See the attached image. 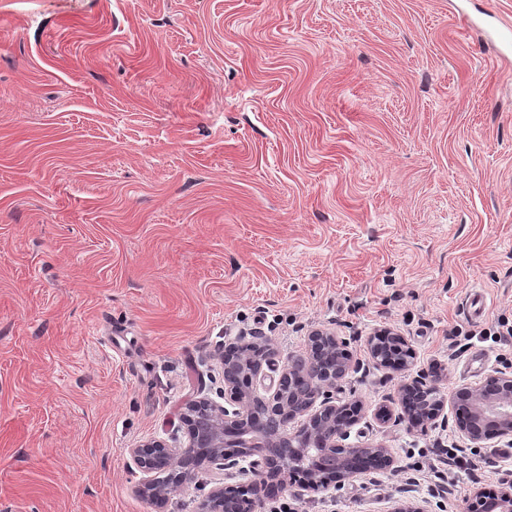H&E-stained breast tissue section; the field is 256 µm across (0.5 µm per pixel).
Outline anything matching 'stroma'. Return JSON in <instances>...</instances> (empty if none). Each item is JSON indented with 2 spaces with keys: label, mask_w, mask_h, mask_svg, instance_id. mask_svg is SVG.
<instances>
[{
  "label": "stroma",
  "mask_w": 512,
  "mask_h": 512,
  "mask_svg": "<svg viewBox=\"0 0 512 512\" xmlns=\"http://www.w3.org/2000/svg\"><path fill=\"white\" fill-rule=\"evenodd\" d=\"M470 17L512 29V0H0V512H196L248 483L205 465L160 508L129 450L223 402L219 350L271 339L262 391L315 329L361 364L351 441L392 464L283 512L497 489L512 444L449 471L455 426L379 423L402 376L368 356L398 332L446 399L512 374V55ZM453 448H440L439 453L442 455H446L447 459L443 458L440 462L444 465L452 469L463 470L470 475L475 477V472L482 469L481 464H486V460L484 459H476V458H468V457H458L456 454H453Z\"/></svg>",
  "instance_id": "stroma-1"
}]
</instances>
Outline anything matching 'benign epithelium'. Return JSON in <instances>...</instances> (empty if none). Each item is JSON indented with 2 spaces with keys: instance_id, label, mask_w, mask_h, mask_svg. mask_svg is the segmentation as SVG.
<instances>
[{
  "instance_id": "1",
  "label": "benign epithelium",
  "mask_w": 512,
  "mask_h": 512,
  "mask_svg": "<svg viewBox=\"0 0 512 512\" xmlns=\"http://www.w3.org/2000/svg\"><path fill=\"white\" fill-rule=\"evenodd\" d=\"M369 355L378 367L406 371L413 353L404 337L386 331L373 335ZM253 346L262 353L255 365L246 364L224 349L219 359L224 369V404L199 397L185 403L181 415L186 425V444L171 448L162 440H151L129 449V456L142 474L137 492L157 504L195 480L199 463L226 470L243 458L250 461L253 478L246 485L227 491L214 487L202 500L198 512H240V502L251 512H262L271 483L286 488L296 472L304 475L295 495L328 490L347 478L374 466L387 468L391 458L382 446L351 444L350 429L359 421L361 405L354 401L339 404L333 393L342 389L348 375L360 369L345 349V342L326 330L309 336L305 353L288 362L276 384L267 388L259 401L279 414L281 427L273 434L262 432L250 419L249 409L256 398L253 381L263 367L273 363L275 349L269 339ZM290 374L315 385V391L296 406L283 398L281 384ZM441 374L421 373L398 389L402 411L398 420L423 431L448 422L447 402L438 397ZM461 436L474 448H482L494 438L512 436V376L499 372L476 386L459 388L452 399ZM469 512H512V477L502 480L500 495L492 502L479 491L472 494Z\"/></svg>"
}]
</instances>
